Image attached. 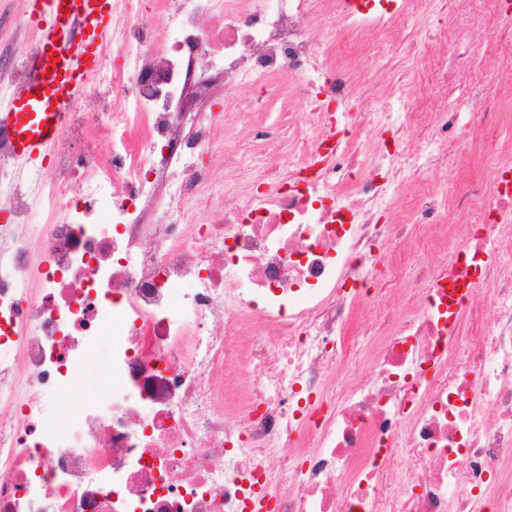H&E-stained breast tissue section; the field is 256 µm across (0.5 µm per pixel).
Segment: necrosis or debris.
Instances as JSON below:
<instances>
[{
    "mask_svg": "<svg viewBox=\"0 0 512 512\" xmlns=\"http://www.w3.org/2000/svg\"><path fill=\"white\" fill-rule=\"evenodd\" d=\"M423 2L179 0L160 33L113 25L123 62L72 112L75 151L27 189L0 181V512H512V137H488L512 127V84L472 76L473 40L449 38L467 0ZM373 31L369 62L341 55ZM201 54L226 93L306 121L176 133ZM431 73L443 95L471 75L468 120L430 105ZM364 92L374 111L351 114ZM445 142L494 156L450 198ZM412 237L417 314L358 320ZM93 365L107 384L85 398Z\"/></svg>",
    "mask_w": 512,
    "mask_h": 512,
    "instance_id": "4bbe7bcc",
    "label": "necrosis or debris"
}]
</instances>
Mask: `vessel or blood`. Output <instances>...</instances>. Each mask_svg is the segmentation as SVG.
<instances>
[{
	"mask_svg": "<svg viewBox=\"0 0 512 512\" xmlns=\"http://www.w3.org/2000/svg\"><path fill=\"white\" fill-rule=\"evenodd\" d=\"M25 10L39 36L21 89L0 113V136L18 163L50 154L72 99L95 70L92 50L108 43L104 19L112 13V0H26ZM54 55L59 63H51Z\"/></svg>",
	"mask_w": 512,
	"mask_h": 512,
	"instance_id": "obj_1",
	"label": "vessel or blood"
}]
</instances>
